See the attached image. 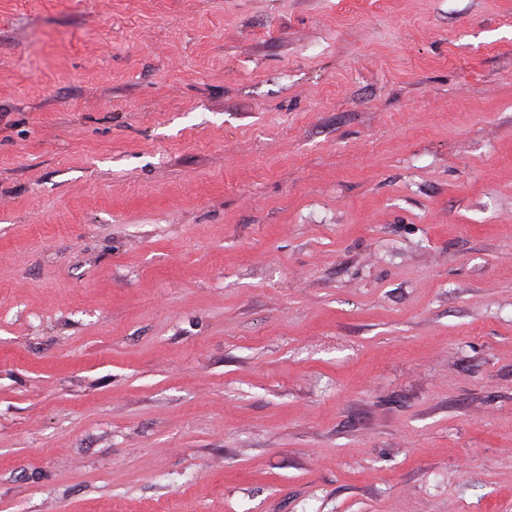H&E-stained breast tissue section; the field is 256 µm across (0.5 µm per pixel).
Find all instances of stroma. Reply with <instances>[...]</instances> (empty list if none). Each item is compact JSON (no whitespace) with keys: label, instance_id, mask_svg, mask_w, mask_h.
<instances>
[{"label":"stroma","instance_id":"1","mask_svg":"<svg viewBox=\"0 0 512 512\" xmlns=\"http://www.w3.org/2000/svg\"><path fill=\"white\" fill-rule=\"evenodd\" d=\"M0 512H512V0H0Z\"/></svg>","mask_w":512,"mask_h":512}]
</instances>
